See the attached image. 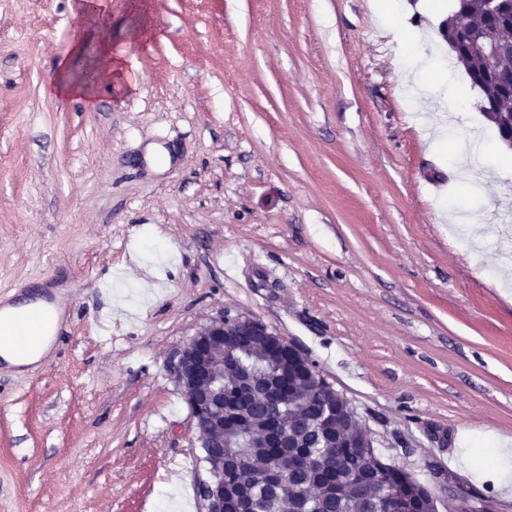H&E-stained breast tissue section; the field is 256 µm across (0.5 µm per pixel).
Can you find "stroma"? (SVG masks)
Segmentation results:
<instances>
[{
    "mask_svg": "<svg viewBox=\"0 0 512 512\" xmlns=\"http://www.w3.org/2000/svg\"><path fill=\"white\" fill-rule=\"evenodd\" d=\"M98 2L0 0V301L64 307L0 369V512H200L168 361L221 312L306 352L437 512H512V149L483 151L454 0ZM101 40L137 92L44 93ZM84 52V45L81 42H74L58 58L56 62V77L50 82L47 92L53 97L74 98L84 103L86 107L95 106V88L90 90L78 83H73L65 78V74L70 68L72 59ZM2 338L3 334L1 331L0 354L5 362L14 367L30 366L37 363L47 355L50 346V341L47 338H42L33 348L19 352L11 345H3Z\"/></svg>",
    "mask_w": 512,
    "mask_h": 512,
    "instance_id": "35a3bbf8",
    "label": "stroma"
}]
</instances>
